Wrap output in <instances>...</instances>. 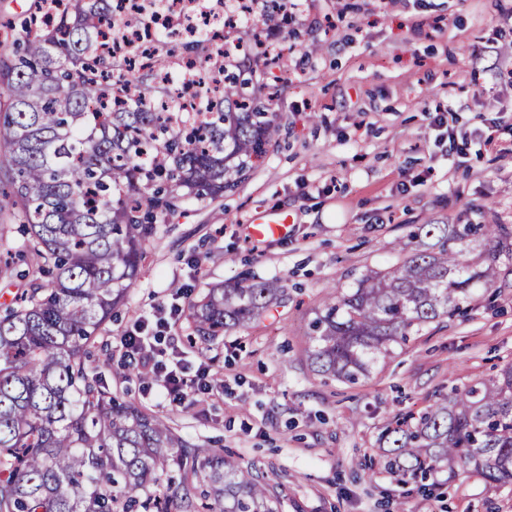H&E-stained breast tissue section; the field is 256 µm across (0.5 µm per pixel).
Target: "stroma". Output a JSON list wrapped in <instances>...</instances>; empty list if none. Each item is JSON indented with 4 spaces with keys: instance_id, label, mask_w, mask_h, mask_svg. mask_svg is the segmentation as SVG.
I'll return each mask as SVG.
<instances>
[{
    "instance_id": "obj_1",
    "label": "stroma",
    "mask_w": 512,
    "mask_h": 512,
    "mask_svg": "<svg viewBox=\"0 0 512 512\" xmlns=\"http://www.w3.org/2000/svg\"><path fill=\"white\" fill-rule=\"evenodd\" d=\"M288 42L275 146L234 191L158 222L90 370L190 443L267 471L282 512H512L510 486L440 472L423 492L378 463L394 416L512 360V262L505 287L429 324L357 385L316 375L306 336L333 288L395 263L392 244L414 225H512V0H302ZM446 106L467 139L460 157L427 125ZM490 135L505 155L485 147ZM270 211L288 213L287 236L252 238L253 217ZM244 277L284 288L286 302L217 340L190 339V304ZM158 315L183 365L209 370V390L180 407L121 366L120 336Z\"/></svg>"
}]
</instances>
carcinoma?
Segmentation results:
<instances>
[{
  "label": "carcinoma",
  "instance_id": "cac0c4a2",
  "mask_svg": "<svg viewBox=\"0 0 512 512\" xmlns=\"http://www.w3.org/2000/svg\"><path fill=\"white\" fill-rule=\"evenodd\" d=\"M52 26L13 42L0 71V232L22 241L0 279L29 288L0 317V512H279L280 485L224 452L199 448L161 416L112 395L89 373L87 348L137 284L144 243L177 203L218 199L261 160L278 131L257 57L206 35L187 61L217 77L193 112L157 80L159 54L128 78L99 37L139 28L160 46L146 13L117 18L112 0H40ZM403 258L368 269L331 294L309 324L313 371L348 385L421 327L464 313L512 256L507 224H419L395 245ZM283 289L244 278L190 308L194 332L215 339L263 318ZM385 468L413 480L444 468L512 486V361L387 427Z\"/></svg>",
  "mask_w": 512,
  "mask_h": 512
}]
</instances>
